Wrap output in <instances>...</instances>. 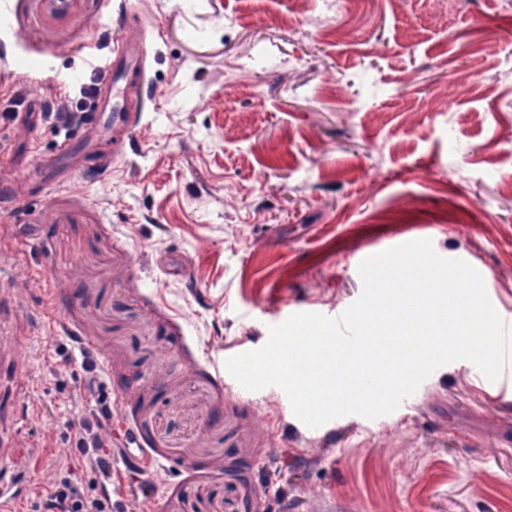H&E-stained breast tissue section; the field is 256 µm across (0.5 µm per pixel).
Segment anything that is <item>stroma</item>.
Returning a JSON list of instances; mask_svg holds the SVG:
<instances>
[{"label": "stroma", "mask_w": 512, "mask_h": 512, "mask_svg": "<svg viewBox=\"0 0 512 512\" xmlns=\"http://www.w3.org/2000/svg\"><path fill=\"white\" fill-rule=\"evenodd\" d=\"M120 9L158 36L115 160L110 133L40 113L51 90L82 102ZM15 84L29 118L0 98V185L22 193L0 203V338L25 361L28 504L90 478L73 441L88 349L113 448L128 426L156 461L117 458L126 512H512L496 438L512 391L470 361L436 369L409 412L317 433L225 367L292 314L345 311L360 262L417 239L465 256L512 321V0H7L0 91ZM67 138L107 172L43 188Z\"/></svg>", "instance_id": "stroma-1"}]
</instances>
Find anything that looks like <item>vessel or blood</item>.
Instances as JSON below:
<instances>
[{
	"label": "vessel or blood",
	"mask_w": 512,
	"mask_h": 512,
	"mask_svg": "<svg viewBox=\"0 0 512 512\" xmlns=\"http://www.w3.org/2000/svg\"><path fill=\"white\" fill-rule=\"evenodd\" d=\"M121 32L112 46L109 64L100 73L99 91L94 111L85 113L87 128H106L118 133L119 146H126L140 119L131 106V94L144 84L145 62L153 48V40L145 30L131 31L128 22H120ZM72 161L82 171L101 173L105 167L96 156L74 153L72 144H65L60 159ZM60 159L51 160L57 168ZM24 363L18 354L0 355V505L16 501L17 494L31 478L20 461L21 428L15 415L16 400L23 387L20 378Z\"/></svg>",
	"instance_id": "1"
}]
</instances>
